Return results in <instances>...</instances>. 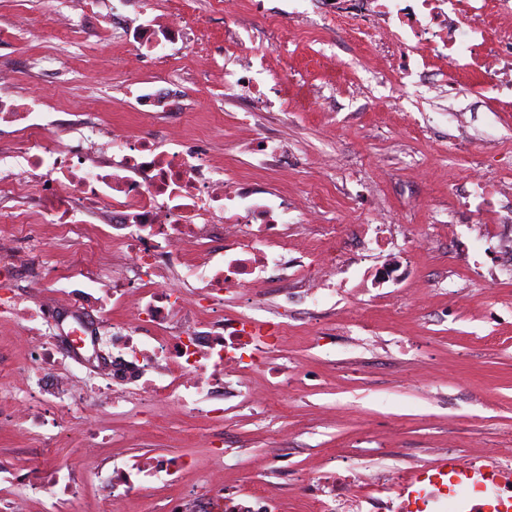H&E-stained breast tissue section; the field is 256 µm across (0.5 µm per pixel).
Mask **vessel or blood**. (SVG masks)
Wrapping results in <instances>:
<instances>
[{
    "mask_svg": "<svg viewBox=\"0 0 512 512\" xmlns=\"http://www.w3.org/2000/svg\"><path fill=\"white\" fill-rule=\"evenodd\" d=\"M400 512H512V468L476 464L450 452L427 467L405 472L397 490Z\"/></svg>",
    "mask_w": 512,
    "mask_h": 512,
    "instance_id": "1",
    "label": "vessel or blood"
}]
</instances>
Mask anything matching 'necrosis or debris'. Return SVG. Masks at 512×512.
<instances>
[{
  "label": "necrosis or debris",
  "instance_id": "obj_1",
  "mask_svg": "<svg viewBox=\"0 0 512 512\" xmlns=\"http://www.w3.org/2000/svg\"><path fill=\"white\" fill-rule=\"evenodd\" d=\"M294 19L331 23L370 46H386L394 58L387 87L407 91L412 57L437 58L449 70L479 71L497 93L512 97V0H310ZM184 17L165 24L141 22L137 42L158 53L182 42ZM0 123L16 127L15 150L0 152V194H20L13 179L23 169L42 186L43 220L77 224L78 214L107 207V227H84L81 241L94 247L92 271L61 269L53 284L34 275L29 304L5 292L0 268V320L38 336L24 365L10 368L12 396L0 404L11 432L33 439L37 450L26 466L0 461V512H28L40 496L45 512L77 501L91 483L101 503L137 496L143 487L166 495V512H288V493L302 494L306 512H336L337 494L315 491L312 476L289 488L278 454L246 460L256 479L226 499L225 451L211 433L199 439L212 450V465L186 486L191 457L161 455L139 469L98 462L81 450L58 454L54 428L84 415V392L97 386L95 412L132 414L164 421L172 414L223 423L225 403L252 412L272 398L261 375H274L280 392L294 376L273 370L271 359L288 335V308L275 319L259 315L267 271L282 287L318 299L335 290L343 269L342 239L335 225L299 243L288 233V215L309 209L307 199H271L241 179L225 178L200 150H162L146 136L130 137L107 125H50L32 105L0 98ZM223 237V249L212 241ZM173 273L179 287L164 285ZM67 295L69 323L53 319L52 293ZM121 320H111L113 311Z\"/></svg>",
  "mask_w": 512,
  "mask_h": 512
}]
</instances>
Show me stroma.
I'll list each match as a JSON object with an SVG mask.
<instances>
[{
	"label": "stroma",
	"instance_id": "35a3bbf8",
	"mask_svg": "<svg viewBox=\"0 0 512 512\" xmlns=\"http://www.w3.org/2000/svg\"><path fill=\"white\" fill-rule=\"evenodd\" d=\"M147 0H0V67L12 70V98L63 124L93 112L128 134H151L203 150L225 176L247 177L275 196L311 197L316 217L342 229L352 257L336 279L335 321H312L310 301L292 298L289 366L308 371L273 409L232 413L224 424L227 485L245 476L238 452L284 448L293 473L348 481L355 467L378 474L416 469L455 451L477 463L512 462V264L497 253L490 224L512 200L477 196L475 184L512 178V104L498 102L472 73L447 74L428 61L417 92H389L376 74L378 49L340 29L293 25L288 0H241V38L229 43L224 0H148L157 15L179 10L186 43L206 56L164 58L133 50L130 24ZM75 17L70 38L55 39L58 14ZM261 54L251 76L275 108L226 91L238 55ZM171 94L166 114H144L139 87ZM272 135L288 150L258 167L250 148ZM24 209L27 234L41 242L30 270L50 273L66 255L57 226L40 221L36 195L0 196V213ZM383 218L385 250L364 249L356 227ZM454 225V237L444 226ZM431 239L412 250L410 237ZM425 286L418 304L387 307L400 289ZM178 420L137 428L123 415L97 419L93 437L74 424L59 450L130 464L192 454L186 482L210 462Z\"/></svg>",
	"mask_w": 512,
	"mask_h": 512
}]
</instances>
